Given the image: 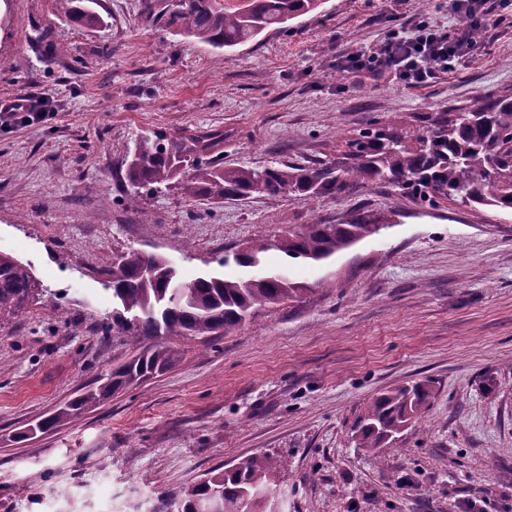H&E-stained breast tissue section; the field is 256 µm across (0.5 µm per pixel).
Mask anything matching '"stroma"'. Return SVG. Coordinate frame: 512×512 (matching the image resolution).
<instances>
[{
	"instance_id": "1",
	"label": "stroma",
	"mask_w": 512,
	"mask_h": 512,
	"mask_svg": "<svg viewBox=\"0 0 512 512\" xmlns=\"http://www.w3.org/2000/svg\"><path fill=\"white\" fill-rule=\"evenodd\" d=\"M173 2L100 0L104 23L88 29L59 0H0V101L42 99L49 113L0 126V252L43 290L0 321V512H137L259 453L288 458L280 512H512L511 213L360 186L305 201L175 190L134 201L125 168L153 129L222 133L227 164L313 165L367 129L415 131L512 94V5L487 0L483 41L409 86L347 70L346 56L423 20L457 28L454 0H324L225 50L168 27ZM355 210L384 228L327 260L289 262L268 246ZM246 245L262 246L261 266L221 265ZM131 248L186 283L279 272L300 293L232 335L181 340L167 371L38 430L131 357L100 328L108 259ZM421 379L433 385L424 418L378 453L356 447L364 404Z\"/></svg>"
}]
</instances>
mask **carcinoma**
I'll return each mask as SVG.
<instances>
[{"label":"carcinoma","mask_w":512,"mask_h":512,"mask_svg":"<svg viewBox=\"0 0 512 512\" xmlns=\"http://www.w3.org/2000/svg\"><path fill=\"white\" fill-rule=\"evenodd\" d=\"M65 16L93 29L103 22L98 0H59ZM323 0H175L167 23L215 48L254 42L267 30L282 31L297 17L318 10ZM219 133L173 136L156 130L140 138L127 167L132 193L176 185L186 198L239 200L255 194L297 200L341 193L353 185L390 184L404 197L430 206L447 200L466 206L512 211V95L467 109L444 112L422 131L374 127L350 143L341 160L285 169L226 165L209 156ZM378 232V225L352 215L340 224H308L274 240L290 259L322 260L342 247ZM112 318L104 333L119 336L133 351L104 382L60 407L39 424L46 430L71 422L116 391L171 368L180 358L176 342L190 336H227L255 312L298 295L283 278L258 281L199 277L179 281L174 268L130 249L112 257L108 270ZM40 295L29 269L0 252V317L16 314ZM430 381L391 389L368 402L353 432L371 453L398 438L429 406ZM288 461L268 454L245 456L219 466L198 481L157 498L149 512H275L276 477Z\"/></svg>","instance_id":"carcinoma-1"}]
</instances>
